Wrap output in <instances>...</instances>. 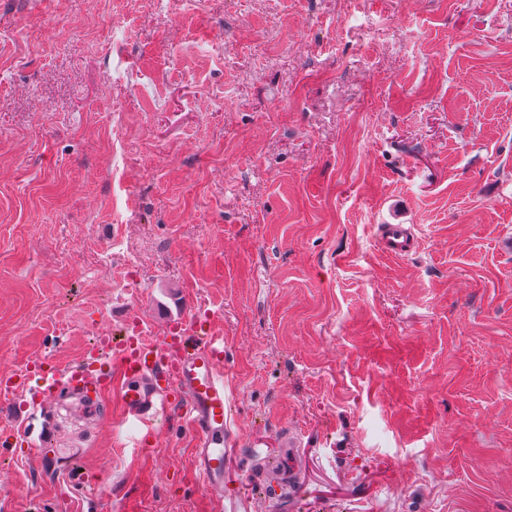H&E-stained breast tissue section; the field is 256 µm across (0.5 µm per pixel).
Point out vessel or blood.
<instances>
[{
	"label": "vessel or blood",
	"mask_w": 512,
	"mask_h": 512,
	"mask_svg": "<svg viewBox=\"0 0 512 512\" xmlns=\"http://www.w3.org/2000/svg\"><path fill=\"white\" fill-rule=\"evenodd\" d=\"M378 244L388 254L408 255L415 246L411 226L385 225ZM112 351L117 352V360H108ZM117 374L124 379L119 401L127 421L136 429L133 443L142 445L155 435L157 418L178 410L199 439L195 450L198 481L207 490L223 493L224 457L232 445L224 414V339L205 332L197 319L172 323L154 346L132 335L116 349L111 337H100L77 367L61 369L44 362L28 367L23 374L1 376L0 395L25 389L35 375L40 379L38 391L31 401L18 404L19 412L44 406L64 389L81 395L92 410Z\"/></svg>",
	"instance_id": "vessel-or-blood-1"
}]
</instances>
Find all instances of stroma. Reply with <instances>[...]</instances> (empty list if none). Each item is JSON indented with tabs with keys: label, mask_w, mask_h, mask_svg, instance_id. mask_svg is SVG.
<instances>
[{
	"label": "stroma",
	"mask_w": 512,
	"mask_h": 512,
	"mask_svg": "<svg viewBox=\"0 0 512 512\" xmlns=\"http://www.w3.org/2000/svg\"><path fill=\"white\" fill-rule=\"evenodd\" d=\"M204 309L249 512H512V0H0V375ZM46 410L0 512H225L178 417ZM412 228L407 224H386L378 238L381 250L395 256L408 255L415 246Z\"/></svg>",
	"instance_id": "1"
}]
</instances>
